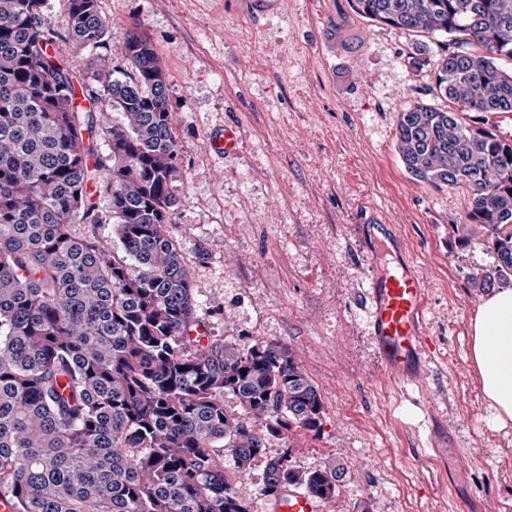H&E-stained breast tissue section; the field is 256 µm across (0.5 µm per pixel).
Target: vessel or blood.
<instances>
[{
    "label": "vessel or blood",
    "mask_w": 512,
    "mask_h": 512,
    "mask_svg": "<svg viewBox=\"0 0 512 512\" xmlns=\"http://www.w3.org/2000/svg\"><path fill=\"white\" fill-rule=\"evenodd\" d=\"M236 127L215 132L209 147L218 155L239 149ZM371 324L376 352L385 373L401 382L412 380L428 346L421 321L425 307L424 284L415 272L404 270L374 279L369 288ZM265 512H325L323 502L297 488L283 490L268 500Z\"/></svg>",
    "instance_id": "1"
}]
</instances>
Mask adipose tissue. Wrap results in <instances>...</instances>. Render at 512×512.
<instances>
[{"label":"adipose tissue","mask_w":512,"mask_h":512,"mask_svg":"<svg viewBox=\"0 0 512 512\" xmlns=\"http://www.w3.org/2000/svg\"><path fill=\"white\" fill-rule=\"evenodd\" d=\"M471 361L497 421L512 420V286L493 290L471 322Z\"/></svg>","instance_id":"adipose-tissue-1"}]
</instances>
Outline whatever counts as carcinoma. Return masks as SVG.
Here are the masks:
<instances>
[{"instance_id": "cac0c4a2", "label": "carcinoma", "mask_w": 512, "mask_h": 512, "mask_svg": "<svg viewBox=\"0 0 512 512\" xmlns=\"http://www.w3.org/2000/svg\"><path fill=\"white\" fill-rule=\"evenodd\" d=\"M0 0V495L14 512H251L236 494L270 436L319 432L323 404L281 342L187 335L198 322L189 272L168 230L182 175L167 75L132 33L113 76L100 0ZM372 22L449 37L435 92L447 107L398 114L396 152L432 186L462 189L486 232L488 288L512 281V139L464 121L512 114V0H350ZM89 52L74 82L69 47ZM122 116L94 144L93 112ZM108 193L116 243L73 232L100 224L89 187ZM247 374H242V370ZM240 413L224 409V394ZM345 470L268 461L263 492L336 497Z\"/></svg>"}]
</instances>
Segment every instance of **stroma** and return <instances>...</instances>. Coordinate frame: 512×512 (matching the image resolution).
<instances>
[{
  "label": "stroma",
  "instance_id": "obj_1",
  "mask_svg": "<svg viewBox=\"0 0 512 512\" xmlns=\"http://www.w3.org/2000/svg\"><path fill=\"white\" fill-rule=\"evenodd\" d=\"M116 68L130 33L167 73L182 180L169 231L209 339L290 345L317 387L322 427L272 438L235 491L263 512L270 458L346 476L326 512H512V421H494L471 362V320L494 255L465 221L460 190L422 184L395 151L399 112L442 107L435 66L447 47L368 21L349 0H100ZM232 124L236 155L209 132ZM399 250L377 251L369 225ZM413 266L425 282L430 349L418 380L382 370L367 291Z\"/></svg>",
  "mask_w": 512,
  "mask_h": 512
}]
</instances>
